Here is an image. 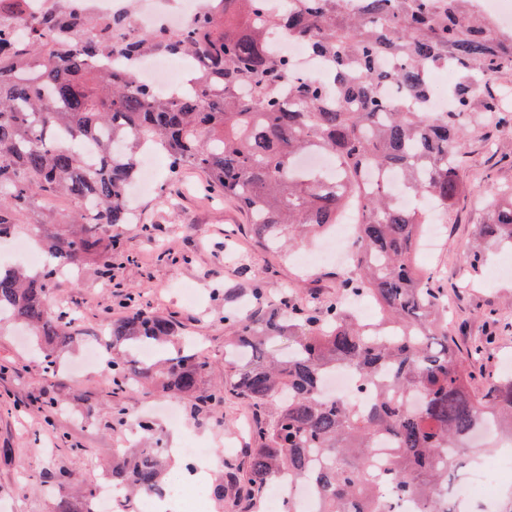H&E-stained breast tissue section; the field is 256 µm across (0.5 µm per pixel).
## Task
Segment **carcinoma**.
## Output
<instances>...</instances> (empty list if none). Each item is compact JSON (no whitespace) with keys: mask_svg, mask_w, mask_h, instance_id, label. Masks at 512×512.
Masks as SVG:
<instances>
[{"mask_svg":"<svg viewBox=\"0 0 512 512\" xmlns=\"http://www.w3.org/2000/svg\"><path fill=\"white\" fill-rule=\"evenodd\" d=\"M17 2L0 0V238L14 235L38 195L67 196L80 215L46 234L53 266L43 275L0 267V313L29 327L49 357L73 341L77 314L50 302L47 283L89 257L108 262L112 227L131 220L125 192L146 146L163 149L174 172H205L270 248L282 247L291 231L318 236L356 208L354 256L338 288L373 299L381 311L375 322H362L340 301L315 306L288 291L266 313L228 314L229 388L202 395L208 368L195 352L136 356L142 345L171 342L178 325L134 310L106 326L112 347H128L112 361V383L121 393L159 384L199 414L223 403L226 392L254 407V447L211 487L220 512L227 493L232 512H257L284 474L288 488L305 483L317 492L319 512H392L401 499L415 500L420 512H454L448 473L462 464L469 435L490 425L512 438V376L486 371L495 331L473 338L462 364L448 336L444 289L417 266L413 245L429 209L448 213L462 192L461 115L492 112L512 128V112L484 95L493 75L512 70V33L474 0H361L359 10L354 0H288L285 14L267 12L266 0H205L203 12L170 35L127 39L119 20L96 30L72 12L35 18L21 36ZM237 17L244 26L231 25ZM273 29L330 60L335 102L314 79L283 101L291 61L271 51ZM147 52L203 55L195 92L174 96L137 84L134 65ZM114 55L127 58L128 69L97 65ZM439 68L456 73L445 112L427 105ZM388 83L392 97L382 92ZM88 140L98 150L95 164L78 149ZM311 151L332 158L334 170H298L300 155ZM390 175L417 204H398L382 183ZM489 191L497 200L480 236L512 248V187ZM336 369L355 373L370 406L323 394L325 375ZM477 377L485 380L479 390ZM382 440L386 474L375 481L370 461ZM168 459L150 443L122 452L109 471L112 486L127 502L154 491ZM58 484L55 512H88L92 488L72 485L65 471Z\"/></svg>","mask_w":512,"mask_h":512,"instance_id":"carcinoma-1","label":"carcinoma"}]
</instances>
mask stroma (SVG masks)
Wrapping results in <instances>:
<instances>
[{"label":"stroma","instance_id":"obj_1","mask_svg":"<svg viewBox=\"0 0 512 512\" xmlns=\"http://www.w3.org/2000/svg\"><path fill=\"white\" fill-rule=\"evenodd\" d=\"M464 124L463 192L442 218V237L423 240L417 253L418 264L436 271L448 293V334L461 346L487 330L489 309L512 319V249L490 248L477 289L464 264L477 226L491 210L490 186L512 185V129L472 115ZM133 208L137 220L118 229L121 246L112 253L110 271L87 260L49 285L50 299L78 314L76 340L57 354L53 375H46L28 332L0 320V449L11 451L9 458L0 457V512H53L55 477L62 470L83 484L96 483L101 465L111 461L150 405L172 403L183 414V430L157 423L164 447H180L185 436H195L228 462L241 460L242 449L250 447L253 409L243 400L228 396L212 412L198 415L171 392L114 394L109 364L78 376L67 371L103 325L128 308L177 321L180 344L196 346L208 366L203 383L208 389L227 375L224 346L231 328L226 313L267 310L293 288L323 304L337 297L339 265L299 260L315 240H302L285 253L264 249L236 201L211 191L203 173L186 169L175 175L169 161H161L154 192L136 197ZM77 211L67 197L38 198L20 235L38 245Z\"/></svg>","mask_w":512,"mask_h":512}]
</instances>
